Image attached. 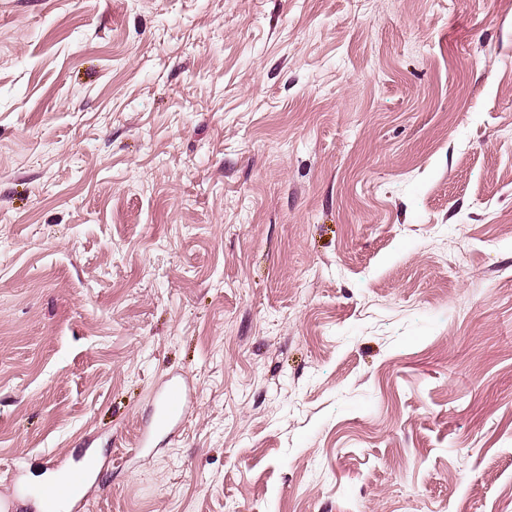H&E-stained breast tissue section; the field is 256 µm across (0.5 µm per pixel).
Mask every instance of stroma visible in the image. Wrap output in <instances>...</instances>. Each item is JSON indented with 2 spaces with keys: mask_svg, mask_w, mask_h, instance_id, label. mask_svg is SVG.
Wrapping results in <instances>:
<instances>
[{
  "mask_svg": "<svg viewBox=\"0 0 512 512\" xmlns=\"http://www.w3.org/2000/svg\"><path fill=\"white\" fill-rule=\"evenodd\" d=\"M86 456L82 512H512V0H0V493ZM188 393L180 382L165 381L161 387L155 405L157 424L168 427L175 424L183 415Z\"/></svg>",
  "mask_w": 512,
  "mask_h": 512,
  "instance_id": "obj_1",
  "label": "stroma"
}]
</instances>
